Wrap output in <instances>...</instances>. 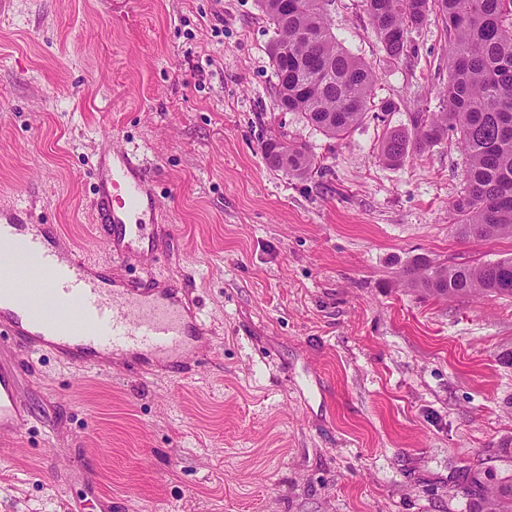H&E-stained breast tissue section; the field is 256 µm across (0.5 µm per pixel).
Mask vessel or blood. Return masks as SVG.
I'll return each instance as SVG.
<instances>
[{
  "mask_svg": "<svg viewBox=\"0 0 512 512\" xmlns=\"http://www.w3.org/2000/svg\"><path fill=\"white\" fill-rule=\"evenodd\" d=\"M92 207L110 257L152 252L150 217L159 206L146 165L119 147L100 153ZM189 275L164 288L114 286L103 263L64 243L55 224L33 222L28 210L0 212V337L69 364L97 368L101 358L128 366L199 359L211 331L189 303ZM22 365L0 361V435H21L32 414L20 397Z\"/></svg>",
  "mask_w": 512,
  "mask_h": 512,
  "instance_id": "vessel-or-blood-1",
  "label": "vessel or blood"
}]
</instances>
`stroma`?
<instances>
[{
	"label": "stroma",
	"instance_id": "35a3bbf8",
	"mask_svg": "<svg viewBox=\"0 0 512 512\" xmlns=\"http://www.w3.org/2000/svg\"><path fill=\"white\" fill-rule=\"evenodd\" d=\"M322 5L396 104L343 139L277 108L257 0H0V210L99 250L96 156L136 150L164 244L112 278L189 273L215 332L168 371L1 343L33 420L0 438V512H477L472 480L512 488V299L430 297L403 275L512 256V238L457 236L455 137L399 166L381 153L386 130L442 109L446 32L430 19L392 61L362 0ZM280 135L311 175L268 167ZM269 143L273 149H278L283 156L288 158V166L283 167L280 162L271 159V154L266 152V145ZM261 149L266 164L274 170H282L286 174L299 177L309 175L314 170V161L306 147L288 141L285 136L284 138H270L263 142Z\"/></svg>",
	"mask_w": 512,
	"mask_h": 512
}]
</instances>
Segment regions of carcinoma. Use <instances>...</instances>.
<instances>
[{"label":"carcinoma","instance_id":"cac0c4a2","mask_svg":"<svg viewBox=\"0 0 512 512\" xmlns=\"http://www.w3.org/2000/svg\"><path fill=\"white\" fill-rule=\"evenodd\" d=\"M276 29L269 54L278 83L276 102L301 112L326 135L343 139L368 111L392 112L390 99L375 100L378 75L331 33L321 0H288L281 18L258 0ZM371 25L391 59L408 53V34L439 17L451 61L440 112H419L415 133L387 132L382 156L399 165L409 147L422 150L445 136L457 138L467 156L465 187L451 204L455 231L462 238L512 237V0H363ZM316 58L331 73L306 68ZM288 158L282 166L263 153L274 170L304 177L314 170L307 149L282 137L268 140ZM408 285L440 298L476 295L512 298V257L495 261L434 266L415 259L404 270ZM485 512H503L499 496L471 482Z\"/></svg>","mask_w":512,"mask_h":512}]
</instances>
